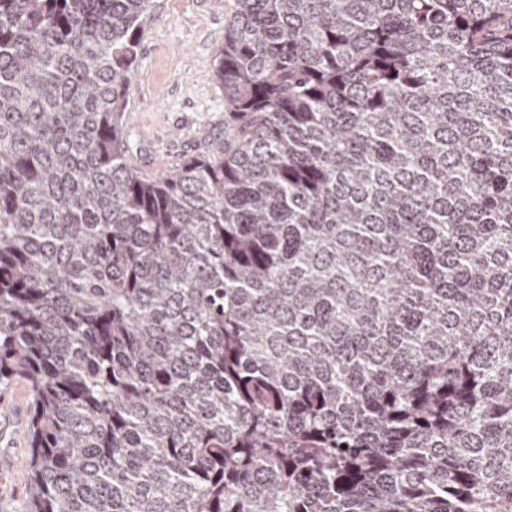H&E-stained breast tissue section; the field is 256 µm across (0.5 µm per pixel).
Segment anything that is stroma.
<instances>
[{
	"instance_id": "obj_1",
	"label": "stroma",
	"mask_w": 512,
	"mask_h": 512,
	"mask_svg": "<svg viewBox=\"0 0 512 512\" xmlns=\"http://www.w3.org/2000/svg\"><path fill=\"white\" fill-rule=\"evenodd\" d=\"M235 0H154L144 24L126 133L130 163L153 176L204 152L223 137L228 115L213 71ZM30 390L0 388V512H19L26 497Z\"/></svg>"
}]
</instances>
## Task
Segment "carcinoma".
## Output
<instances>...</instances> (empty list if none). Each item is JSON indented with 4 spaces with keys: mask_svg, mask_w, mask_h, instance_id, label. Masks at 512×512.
Here are the masks:
<instances>
[{
    "mask_svg": "<svg viewBox=\"0 0 512 512\" xmlns=\"http://www.w3.org/2000/svg\"><path fill=\"white\" fill-rule=\"evenodd\" d=\"M152 0H0L22 512H512V0H236L151 177Z\"/></svg>",
    "mask_w": 512,
    "mask_h": 512,
    "instance_id": "obj_1",
    "label": "carcinoma"
}]
</instances>
